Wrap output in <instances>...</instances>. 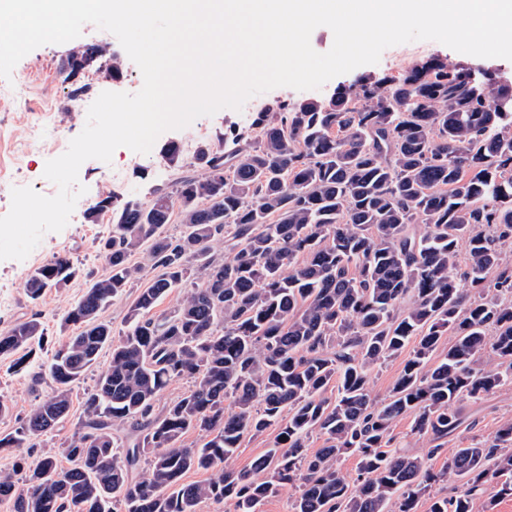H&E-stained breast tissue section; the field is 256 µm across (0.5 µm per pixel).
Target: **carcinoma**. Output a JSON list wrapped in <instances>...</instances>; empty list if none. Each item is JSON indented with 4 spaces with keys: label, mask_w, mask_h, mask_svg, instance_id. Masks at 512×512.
I'll return each mask as SVG.
<instances>
[{
    "label": "carcinoma",
    "mask_w": 512,
    "mask_h": 512,
    "mask_svg": "<svg viewBox=\"0 0 512 512\" xmlns=\"http://www.w3.org/2000/svg\"><path fill=\"white\" fill-rule=\"evenodd\" d=\"M68 63L66 81L93 66L123 75L120 56L101 44L74 48ZM194 159L201 174L180 176L146 206L109 195L88 209L92 223L112 212L98 244L108 273L66 310L76 333L34 375L52 392L0 434V449L33 448L54 432L105 347L110 360L64 442L70 467L20 454L0 470V500L12 512H114L116 502L123 512H198L205 501L258 512L293 488L294 512H416L426 495L428 512H473L477 492L512 473L511 421L437 472L387 446L400 417L440 441L464 424L459 400L512 383V269L503 259L512 249V82L490 69L480 82L471 68L430 56L329 99L276 100ZM176 207L183 231L172 237L164 226ZM225 236L232 252L218 262L211 252ZM142 248L161 274L140 289L115 338L99 316L140 279L143 266L129 258ZM78 274L57 254L28 275L25 294L36 303ZM187 284L173 312L150 316ZM46 335L36 317L17 321L0 331V358L21 372ZM410 344L391 393L375 401L373 371ZM184 379L187 392L156 410ZM279 422L278 440L250 468L221 467L246 437ZM119 424L133 432L123 445ZM191 430L203 441L185 448ZM314 433L323 446L311 453ZM349 453L359 457L352 481L337 467ZM190 471L209 477L186 483ZM452 476L461 491L431 494Z\"/></svg>",
    "instance_id": "1"
}]
</instances>
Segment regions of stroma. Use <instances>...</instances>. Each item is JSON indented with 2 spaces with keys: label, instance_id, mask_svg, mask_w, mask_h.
Masks as SVG:
<instances>
[{
  "label": "stroma",
  "instance_id": "35a3bbf8",
  "mask_svg": "<svg viewBox=\"0 0 512 512\" xmlns=\"http://www.w3.org/2000/svg\"><path fill=\"white\" fill-rule=\"evenodd\" d=\"M71 43L48 44L26 55L14 68L11 80L0 79V216L11 207V190L29 186L45 196L55 195L57 187L44 178L48 160L63 154L72 138L84 128L91 96L71 99L70 85L64 82L62 70L67 64ZM432 55H439L455 65L490 68L504 79L512 80V61L501 58H479L457 52L436 41H412L384 50L377 64L364 65L328 81L321 89L298 91L279 87L254 96L242 110L223 109L211 116L195 119L181 130L164 132L152 150L140 154L126 147L117 148L110 162L86 160L79 169L78 180L85 186L74 208L68 225L58 233L44 235L40 244L22 261H0V329L17 321L38 317L43 322L49 340L70 335L71 327L63 323L65 310L81 295L87 278L105 275L107 267L99 256L96 245L107 234L111 213H103L97 222H89L87 211L106 195L118 196L121 201L149 203L157 193L170 191L174 181L185 172H198L192 153L193 147L217 143L224 132L232 128L248 127L254 112L274 100L326 99L338 88L354 85L361 77L396 76L412 63ZM25 88L27 107H17L11 98L16 88ZM50 115L54 143L43 146L34 143L31 129ZM181 146L178 162L172 163L164 154L169 144ZM66 253L82 270L81 278L62 289H50L39 304H31L25 296L24 283L28 274L54 255ZM110 359L109 350H102L97 363L74 388L69 419L52 434L37 440L35 447L26 449L30 462L53 456L60 457L63 442L71 435L82 413V402L87 389L103 371ZM51 393L49 382L37 383L28 374L10 369L0 360V399L8 401L11 412L0 417V433H8L19 426L30 410ZM459 408L464 425L442 441L441 452H434V443L411 431L412 416L398 420L390 432L389 449H403L428 457L433 469L445 467L455 449L468 446L471 440L492 441L506 422L512 421V385L474 401L463 399Z\"/></svg>",
  "mask_w": 512,
  "mask_h": 512
}]
</instances>
